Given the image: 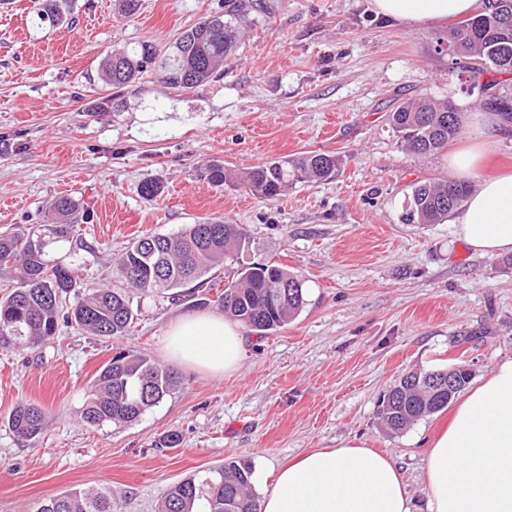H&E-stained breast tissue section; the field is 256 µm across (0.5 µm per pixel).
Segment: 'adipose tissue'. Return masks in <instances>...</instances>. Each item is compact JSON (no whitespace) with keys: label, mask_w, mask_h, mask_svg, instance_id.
Wrapping results in <instances>:
<instances>
[{"label":"adipose tissue","mask_w":512,"mask_h":512,"mask_svg":"<svg viewBox=\"0 0 512 512\" xmlns=\"http://www.w3.org/2000/svg\"><path fill=\"white\" fill-rule=\"evenodd\" d=\"M376 13L430 24L476 11L479 0H372ZM491 116H470L466 147L448 166L461 179L480 178L455 224L482 256L512 252V173L480 177ZM166 357L214 377L234 372L243 339L222 314L197 312L174 319L165 333ZM424 477L431 512H512V359L500 363L455 409L432 438ZM260 512H412V500L394 459L348 442L314 448L280 467L259 500Z\"/></svg>","instance_id":"ef3b65f1"}]
</instances>
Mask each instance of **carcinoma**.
<instances>
[{"label": "carcinoma", "mask_w": 512, "mask_h": 512, "mask_svg": "<svg viewBox=\"0 0 512 512\" xmlns=\"http://www.w3.org/2000/svg\"><path fill=\"white\" fill-rule=\"evenodd\" d=\"M260 0H224V12L205 18L183 32L161 60L151 48L140 45L115 50L107 56L104 71L114 94L154 70L170 88L189 91L209 82L237 50L240 33L253 21ZM481 12L450 25L447 39L462 46L463 69L477 67L499 74L512 73V25L499 24L486 3ZM41 21L61 25L66 18L57 0H39ZM483 105L512 123V97L499 94ZM390 127L405 150L430 157L448 147L463 133L456 104L446 98H409L389 113ZM336 155L308 151L291 160H270L234 173L221 159L198 169V178L222 188L239 186L267 201L278 199L289 186L327 180L335 174ZM472 192V186L454 180L416 184L403 212L409 224H441ZM84 209L69 195L50 206L49 223L21 233L0 236V282L9 288L0 297V347L35 348L57 336L63 324H76L93 336L121 339L128 335L134 311L127 296L112 288L76 293L73 265L50 259L53 250L73 241ZM250 236L239 224L221 221L188 224L176 234H151L132 241L116 259L119 275L141 293H165L208 276L224 261L240 264L237 277L224 281L217 303L224 315L259 336L293 321L305 305L304 278L270 262L240 263ZM470 381V372L456 373V386L448 390V370L416 371L403 376L377 404L384 426L401 433L420 419L448 407ZM177 386L176 375L141 353L122 349L104 363L89 382L79 417L87 425L116 428L137 423ZM44 410L20 402L9 427L21 441H32L44 430ZM35 512H112V492L106 488L70 489L42 501ZM157 512H258L252 469L236 460L209 468L170 486Z\"/></svg>", "instance_id": "1"}]
</instances>
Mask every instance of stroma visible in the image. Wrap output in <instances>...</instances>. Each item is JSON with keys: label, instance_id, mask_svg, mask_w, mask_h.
I'll return each mask as SVG.
<instances>
[{"label": "stroma", "instance_id": "35a3bbf8", "mask_svg": "<svg viewBox=\"0 0 512 512\" xmlns=\"http://www.w3.org/2000/svg\"><path fill=\"white\" fill-rule=\"evenodd\" d=\"M221 2L141 0L129 18L118 0H60V27L38 20L33 0H0V235L48 223L59 196L81 199L92 215L79 232L81 283L121 289L113 261L130 240L223 221L248 231L245 260L279 263L306 288L293 322L243 331L232 375L176 368L177 389L120 429L79 418L89 380L121 348L165 363V328L200 311L202 289L176 300L129 291L136 320L120 340L65 326L39 348L0 349V512L93 486L111 489L115 512H156L171 485L228 459L251 466L260 492L288 460L348 441L390 454L416 512H429L428 441L453 411L394 434L378 398L410 370L463 361L477 381L512 358V253L474 254L449 220L402 221L415 183L451 173L447 152L405 151L388 113L447 95L476 112L490 79L452 77L450 54L435 49L449 21L378 16L370 0H264L220 77L187 92L147 73L113 99L106 55L143 44L165 53ZM318 150L339 158L335 176L274 201L197 177L214 158L241 169ZM149 179L157 197L140 192ZM25 400L48 419L29 443L8 425ZM171 431L180 445L161 447Z\"/></svg>", "mask_w": 512, "mask_h": 512}]
</instances>
